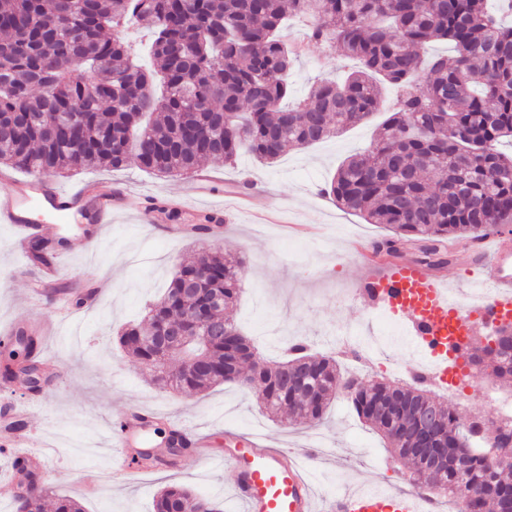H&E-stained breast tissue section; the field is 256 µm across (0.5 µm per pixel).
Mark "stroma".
<instances>
[{"label": "stroma", "mask_w": 512, "mask_h": 512, "mask_svg": "<svg viewBox=\"0 0 512 512\" xmlns=\"http://www.w3.org/2000/svg\"><path fill=\"white\" fill-rule=\"evenodd\" d=\"M308 32L305 20L289 22L284 31L289 42L305 46L288 77L295 100L306 97L316 77L344 62L338 51L308 42ZM375 131V122L358 125L309 147L288 148L272 164L260 163L247 152L232 165L206 162L207 170L264 191L272 207L271 220L234 211L232 198L220 187L208 200L194 204L201 212L214 207L224 211L221 232L202 242L164 235V228L183 224L178 215L160 226L140 223L131 214L119 215L95 240L63 259L58 279L48 287L41 284L39 268L15 250L11 226L0 224V334L29 319L49 328L41 351L59 377L49 403L32 410L25 421L27 430L47 446L48 466L41 476L50 495L72 497L84 512H153L160 489L181 485L217 499L223 512H238L230 494L231 474L203 465L190 451L177 468L140 473L120 485L106 480L95 492H86L83 471H108L107 425L131 403L157 410L160 429L171 417L205 427L217 449L223 448L228 429L238 435L260 434L291 448L305 447L315 435H323L336 450L334 460L317 464L311 472L323 496L368 478L397 490L407 487L409 467L393 464L386 442L358 419L344 397L333 401L318 427L287 426L264 416L255 395L232 384L198 394L160 388L117 341L122 327L144 318L147 304L166 288L177 263L191 261L203 245L244 260L240 296L231 317L245 331L269 336L271 346L262 354L265 362L280 354L281 329L326 355L335 354L336 332L344 327L369 324L374 334H381L383 314L375 313L357 292L366 267L356 246L380 239L386 229L347 212L325 192L339 164L368 147ZM94 179L131 185L146 197L174 200L183 199L189 188L186 178L159 177L133 162L119 170L88 168L58 178L57 183L69 188ZM94 279L105 284L100 303L60 322L66 293L82 291ZM480 382V391L461 397L460 403L468 417L490 422L500 401L512 399V387L486 376Z\"/></svg>", "instance_id": "stroma-1"}]
</instances>
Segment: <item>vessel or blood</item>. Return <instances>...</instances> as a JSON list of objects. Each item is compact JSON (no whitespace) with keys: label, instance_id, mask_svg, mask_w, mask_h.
<instances>
[{"label":"vessel or blood","instance_id":"obj_1","mask_svg":"<svg viewBox=\"0 0 512 512\" xmlns=\"http://www.w3.org/2000/svg\"><path fill=\"white\" fill-rule=\"evenodd\" d=\"M131 209L144 224L156 223L162 215L190 211L189 206L166 198H152L141 206L128 188H108L98 181L65 190L31 176L11 180L9 189L0 192V224L12 225L21 245L42 233V225L35 222L39 211L56 224L90 225L95 237L101 225L111 223L114 213ZM469 270L491 285L489 296L449 300L446 277L392 252L371 254L359 284L360 294L376 309L409 326L415 351L430 365L429 376L440 388L466 372L476 336L512 322V243L499 239L489 250L477 245ZM156 417L154 410L133 406L110 425L107 445L113 483H125L139 473V451L147 447ZM173 431L181 447L199 449L207 443L206 435L185 419H175ZM0 446L16 448L15 459L23 469L46 466L42 443L15 428H0ZM317 458L313 451L269 447L260 436L229 435L223 452L209 455L208 460L231 474L233 493L243 512H433L436 506L428 493L376 485L318 499L309 478V465Z\"/></svg>","mask_w":512,"mask_h":512}]
</instances>
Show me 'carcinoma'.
<instances>
[{
  "instance_id": "1",
  "label": "carcinoma",
  "mask_w": 512,
  "mask_h": 512,
  "mask_svg": "<svg viewBox=\"0 0 512 512\" xmlns=\"http://www.w3.org/2000/svg\"><path fill=\"white\" fill-rule=\"evenodd\" d=\"M314 20L308 38L358 61L341 80L320 78L292 106L288 76L297 54L281 37L290 17ZM155 22L153 65L134 62L111 25ZM446 42L452 53L424 59L426 46ZM399 98L385 106L383 90ZM383 112L371 146L347 157L325 193L396 240L441 242L512 233V26L487 0H0V121L15 126L0 140V166L64 176L100 164L114 170L134 160L158 175L182 176L207 160L232 164L242 148L276 162L299 148L342 133ZM33 260L48 262L34 237ZM244 261L218 250L175 270L148 308L150 328L120 331L119 343L178 391L202 392L236 378L227 352L253 346L224 311L238 299ZM223 327L202 330L195 313ZM474 347L470 362L512 379V333ZM39 342L20 331L3 342L5 370H38ZM344 380L336 359L289 343L287 358L264 365L248 386L272 417L320 424ZM348 399L357 417L402 452L424 423L455 431L470 448L465 472L437 470L448 499L471 488V512H502L512 495V462L489 456L492 443L512 441V426L482 430L435 400L418 376L400 385L355 382ZM154 512H222L189 488L160 490Z\"/></svg>"
}]
</instances>
